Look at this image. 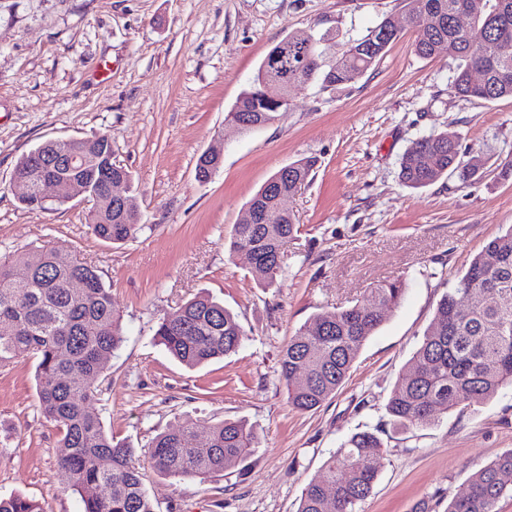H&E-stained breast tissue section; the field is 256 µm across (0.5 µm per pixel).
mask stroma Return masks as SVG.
Here are the masks:
<instances>
[{
  "label": "stroma",
  "instance_id": "stroma-1",
  "mask_svg": "<svg viewBox=\"0 0 512 512\" xmlns=\"http://www.w3.org/2000/svg\"><path fill=\"white\" fill-rule=\"evenodd\" d=\"M399 40L354 85L294 88L285 112L245 132L225 115L288 33L331 32L329 53L384 17ZM401 0H0V252L26 273L31 246L61 245L97 267L126 341L97 381L96 409L116 441L136 450L156 512H297L303 488L352 433L383 443L371 495L358 512H413L423 499L464 494L468 480L512 449V387L440 422L402 428L386 410L441 296L493 238L512 228V99L458 96L446 54L418 57ZM451 131L485 175H448L421 188L398 180L416 139ZM110 135L113 162L133 174L141 228L121 244L96 238L92 204L29 210L15 198L18 159L50 139ZM224 152L209 181L200 154ZM317 159L287 202L299 231L282 249L275 285L260 287L224 250V238L275 172ZM401 276L402 304L366 342L349 377L319 408L288 404L277 373L282 346L313 314L349 305ZM207 293L237 314L248 336L221 361L189 370L153 335L163 318ZM36 361L0 365V494L41 512H79L57 465L59 432L42 415ZM193 419L251 425L259 446L245 468L205 481L157 472L148 444Z\"/></svg>",
  "mask_w": 512,
  "mask_h": 512
}]
</instances>
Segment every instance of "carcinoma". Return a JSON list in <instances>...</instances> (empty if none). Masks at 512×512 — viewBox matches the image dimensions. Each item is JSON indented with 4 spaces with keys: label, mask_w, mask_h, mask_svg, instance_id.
I'll return each instance as SVG.
<instances>
[{
    "label": "carcinoma",
    "mask_w": 512,
    "mask_h": 512,
    "mask_svg": "<svg viewBox=\"0 0 512 512\" xmlns=\"http://www.w3.org/2000/svg\"><path fill=\"white\" fill-rule=\"evenodd\" d=\"M460 0H404L405 10L422 18L414 25V52L421 58L445 53L456 63L451 88L462 97L486 101L512 99V0H487V9L464 35L453 23ZM400 29L390 17L345 43L327 65L291 59L288 83H270L257 71L253 84L227 119L244 131L261 128L284 107L289 84L315 83L336 92L362 78L394 42ZM81 151L83 165L68 166L69 155ZM316 165L313 157L291 163L272 178L277 190L260 188L250 205L258 224H237L224 242L232 257L247 250L248 272L261 285L274 284L281 270L282 248L299 227L293 213L279 210L280 194L301 190ZM484 161L462 159L455 132L423 136L400 159V181L426 187L454 173L463 184L481 177ZM14 174L35 187L53 176L71 178L86 197L101 194L114 177L132 179L128 168L104 161L84 143L40 146L22 155ZM89 228L103 241L119 243L140 230L135 197L126 207L89 211ZM27 278L17 281L10 259L0 255V363L26 355L36 359V386L43 416L60 432L57 462L79 495L80 512H155L143 486L135 450L107 434L93 408L94 383L103 362L125 342L120 316L102 276L61 247L36 248L26 257ZM85 288L73 294L71 280ZM406 282L396 276L367 289L354 304L312 315L278 355V373L289 404L311 411L342 386L365 342L383 322L381 311L402 303ZM179 321L162 320L155 339L182 365L196 368L238 351L247 333L237 317L208 295H198L181 308ZM307 382L296 385L293 376ZM512 385V229L492 239L475 256L437 304L430 328L417 351L416 368L399 377L386 409L394 424L426 425L462 412L478 398ZM258 444L243 421L210 425L206 437L187 421L157 434L149 457L161 474L178 480L221 476L238 467ZM382 443L371 431L352 434L305 487L298 512H357L378 476ZM512 494V449L477 469L467 494L448 499L446 512H496L499 500ZM0 512H39L27 498L0 496Z\"/></svg>",
    "instance_id": "cac0c4a2"
}]
</instances>
